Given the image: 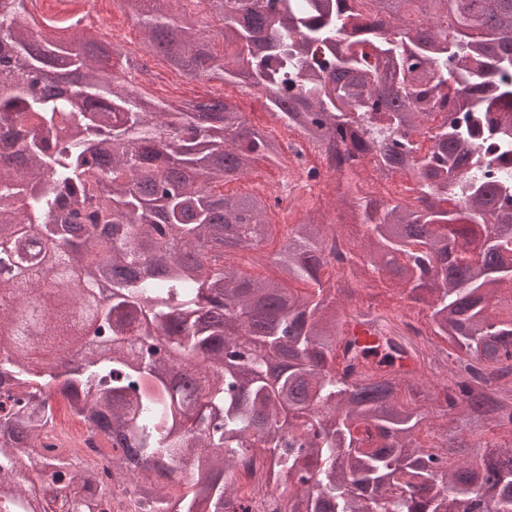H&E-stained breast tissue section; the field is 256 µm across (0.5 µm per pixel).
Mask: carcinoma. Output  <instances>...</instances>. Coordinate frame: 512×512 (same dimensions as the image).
<instances>
[{"label":"carcinoma","instance_id":"carcinoma-1","mask_svg":"<svg viewBox=\"0 0 512 512\" xmlns=\"http://www.w3.org/2000/svg\"><path fill=\"white\" fill-rule=\"evenodd\" d=\"M223 25L146 12L148 50L208 82H246L308 141L370 158L383 179L409 169L423 206L352 202L366 227L356 279H397L430 310L455 352L440 392L457 425L439 448L417 441L428 415L400 397L395 361L419 345L372 311L352 316L325 277L326 216L312 208L253 278L228 263L274 237L270 203L223 187L281 144L213 98L160 104L129 86L105 50L23 24L25 0H0V227L21 264L0 275V512H95L75 474L38 454L58 396L100 428L152 512H249L234 473L264 458L283 512H512V442L466 433L512 427V0H208ZM235 48L234 61L216 51ZM67 54L80 87L42 85ZM452 105L463 121L432 116ZM379 115L382 126L369 125ZM51 277L46 320L15 317L26 271ZM112 279L101 304L94 281ZM312 284L301 291L292 284ZM363 320L378 344L344 327ZM98 343L86 347V330ZM66 347L84 351L75 368ZM189 467L172 495L153 472Z\"/></svg>","mask_w":512,"mask_h":512}]
</instances>
